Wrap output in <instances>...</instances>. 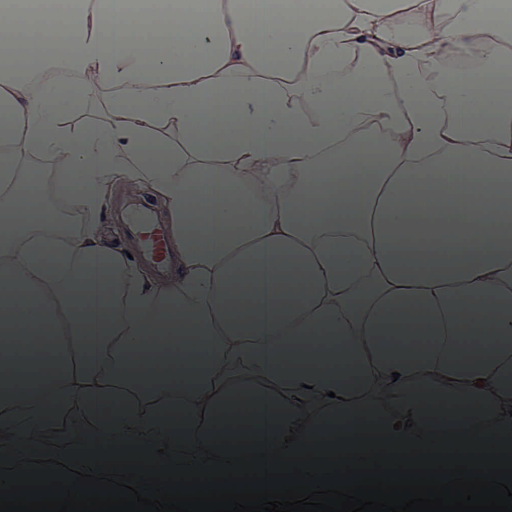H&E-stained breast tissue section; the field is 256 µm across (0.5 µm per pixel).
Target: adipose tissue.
Masks as SVG:
<instances>
[{
	"label": "adipose tissue",
	"mask_w": 512,
	"mask_h": 512,
	"mask_svg": "<svg viewBox=\"0 0 512 512\" xmlns=\"http://www.w3.org/2000/svg\"><path fill=\"white\" fill-rule=\"evenodd\" d=\"M510 7L74 0L13 15L0 28V347L68 334L36 384L0 398V461H79L105 433L179 456L408 441L394 425L409 418L435 438L431 414L472 400L458 436L512 445ZM426 62L452 68V91ZM116 181L163 202L174 278L105 240L94 217ZM265 271L304 299L272 293L259 312ZM186 335L202 353L191 380L175 350ZM386 335L407 358H382ZM330 336L351 383L319 362ZM89 344L113 366L77 363ZM97 395L116 401L109 419Z\"/></svg>",
	"instance_id": "adipose-tissue-1"
}]
</instances>
